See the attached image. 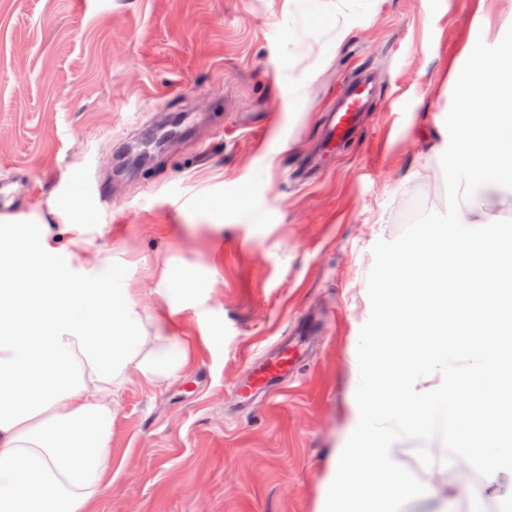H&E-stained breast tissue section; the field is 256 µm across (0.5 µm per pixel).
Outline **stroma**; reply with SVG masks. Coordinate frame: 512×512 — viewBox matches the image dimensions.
<instances>
[{
    "instance_id": "1",
    "label": "stroma",
    "mask_w": 512,
    "mask_h": 512,
    "mask_svg": "<svg viewBox=\"0 0 512 512\" xmlns=\"http://www.w3.org/2000/svg\"><path fill=\"white\" fill-rule=\"evenodd\" d=\"M511 26L512 0H0V175L35 185L23 221L0 218V251L47 228L74 278L119 282L193 346L180 375L116 396L100 512H316L372 247L412 207L445 210L452 71ZM362 69L357 129L296 179ZM82 173L109 215L67 201ZM288 340L287 382L241 404L237 380ZM414 448L396 457L427 491L403 512H512V477L490 488L440 442L427 468Z\"/></svg>"
}]
</instances>
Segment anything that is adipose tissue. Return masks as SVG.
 <instances>
[{"label": "adipose tissue", "mask_w": 512, "mask_h": 512, "mask_svg": "<svg viewBox=\"0 0 512 512\" xmlns=\"http://www.w3.org/2000/svg\"><path fill=\"white\" fill-rule=\"evenodd\" d=\"M124 288L71 280L44 232L0 252V512H97L112 487L114 398L184 371Z\"/></svg>", "instance_id": "1"}]
</instances>
